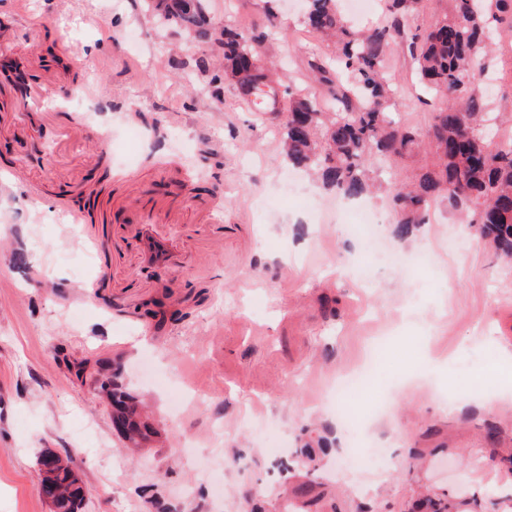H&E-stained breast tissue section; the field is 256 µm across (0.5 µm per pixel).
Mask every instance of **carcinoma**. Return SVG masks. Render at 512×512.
<instances>
[{
  "mask_svg": "<svg viewBox=\"0 0 512 512\" xmlns=\"http://www.w3.org/2000/svg\"><path fill=\"white\" fill-rule=\"evenodd\" d=\"M339 0H306L304 23L336 46V60L313 55L314 79L327 89L336 110L326 112L316 98L279 89L270 71L246 64L262 50L265 32L226 24L210 28L204 0H148L147 10L161 23L183 28L201 43L220 45L224 70L211 84L228 81L259 112L281 111L288 117L278 129L288 163L308 168L320 185L346 199L386 192L396 214L393 234L401 241L426 223L431 202L440 197L468 217L475 234L501 261L512 260V141L482 137L487 114L475 84L484 73L492 34L512 30V0H448L424 27L413 26L425 0H390L384 23L356 31L341 15ZM401 42L412 60L420 89L445 102L433 112L428 139L398 125L392 112L395 92L386 75L391 45ZM422 152L434 162L404 179L376 180V164L390 170ZM112 411L137 423L138 401L120 374L101 363L90 374Z\"/></svg>",
  "mask_w": 512,
  "mask_h": 512,
  "instance_id": "1",
  "label": "carcinoma"
}]
</instances>
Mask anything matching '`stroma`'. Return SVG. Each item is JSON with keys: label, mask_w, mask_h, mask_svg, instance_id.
Segmentation results:
<instances>
[{"label": "stroma", "mask_w": 512, "mask_h": 512, "mask_svg": "<svg viewBox=\"0 0 512 512\" xmlns=\"http://www.w3.org/2000/svg\"><path fill=\"white\" fill-rule=\"evenodd\" d=\"M207 5L218 27L277 25L275 80L327 99L307 60L332 48L303 0ZM218 55L160 28L144 0H0V61L22 59L45 94L23 112L0 87V512H50L35 487L47 449L83 478L82 512H155L157 497L170 512H417L423 493L512 512V266L447 203L400 242L383 199H343L290 167L274 114L228 83L212 94L197 61ZM485 63L490 101L512 97V32ZM388 75L397 121L426 135L401 46ZM86 98L113 110L71 130ZM192 169L198 195L178 187ZM425 248L427 271L387 258ZM102 361L151 406L159 436L139 453L77 374ZM366 363L339 400L370 416L383 474L347 465L355 430L324 400ZM477 385L490 406L436 397Z\"/></svg>", "instance_id": "35a3bbf8"}]
</instances>
